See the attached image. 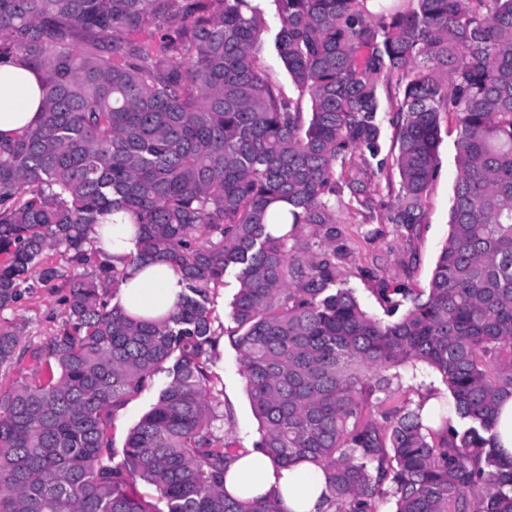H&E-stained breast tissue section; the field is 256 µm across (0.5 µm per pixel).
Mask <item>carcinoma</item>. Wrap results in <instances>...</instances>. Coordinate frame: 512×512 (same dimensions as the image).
Masks as SVG:
<instances>
[{"label": "carcinoma", "instance_id": "carcinoma-1", "mask_svg": "<svg viewBox=\"0 0 512 512\" xmlns=\"http://www.w3.org/2000/svg\"><path fill=\"white\" fill-rule=\"evenodd\" d=\"M264 2L0 0V64L44 75L41 123L0 141V312L33 273L66 289L49 341L0 325V367L29 365L0 389V512H284L273 494L224 487L239 449L217 426L210 291L229 271L255 448L277 467L315 465L321 512H512L494 432L512 394V0ZM268 6L295 97L259 63ZM384 92L398 172L387 223H425L443 113L458 150L429 287L379 289L402 311L387 323L336 284L328 253H290L269 222L286 202L279 224H334L345 191L374 209ZM120 212L139 226L125 263L182 275L164 319L112 303L125 270L89 231ZM418 363L451 394L440 428L420 406L363 419L388 371ZM159 372L168 382L117 451L116 412Z\"/></svg>", "mask_w": 512, "mask_h": 512}]
</instances>
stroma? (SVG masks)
I'll use <instances>...</instances> for the list:
<instances>
[{
  "instance_id": "1",
  "label": "stroma",
  "mask_w": 512,
  "mask_h": 512,
  "mask_svg": "<svg viewBox=\"0 0 512 512\" xmlns=\"http://www.w3.org/2000/svg\"><path fill=\"white\" fill-rule=\"evenodd\" d=\"M392 134L391 125H384L380 157L385 166L370 186L376 203L374 211L347 207L343 200L336 198L332 201L335 225L299 224L290 228L288 236L292 248L306 244L315 250L321 243H330L336 251L337 280L355 288L363 309L382 320L387 317L377 293L382 284H399L414 290L428 287L436 257L448 235L450 198L457 173L454 122L446 117L441 122L439 165L426 201L425 223L411 228L386 223L382 205L389 200L388 180L395 175L390 154ZM58 298V293L49 289H34L14 308L0 312V319L24 324L28 339L47 341L57 334L62 323ZM214 370L228 415L225 432L237 447H254L259 438L258 422L246 393L233 336L224 335ZM165 382V375H157L151 388L117 413L112 430L115 447L123 446L129 429L153 407ZM448 396L439 375L428 371L414 373L404 368L393 381L386 406L414 407L430 398L444 400Z\"/></svg>"
}]
</instances>
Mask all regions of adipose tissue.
<instances>
[{
	"instance_id": "ef3b65f1",
	"label": "adipose tissue",
	"mask_w": 512,
	"mask_h": 512,
	"mask_svg": "<svg viewBox=\"0 0 512 512\" xmlns=\"http://www.w3.org/2000/svg\"><path fill=\"white\" fill-rule=\"evenodd\" d=\"M44 77L24 63L0 65V138L9 139L24 129L36 127L41 120ZM137 226L130 218L112 217L95 225L90 234L97 249L111 263L135 248ZM181 275L171 266L152 262L143 267H128L119 285L120 303L133 316L157 319L172 312L182 290ZM224 485L240 498L278 494L285 512H319L325 494L320 471L302 461L274 469L263 453L249 451L228 468Z\"/></svg>"
}]
</instances>
